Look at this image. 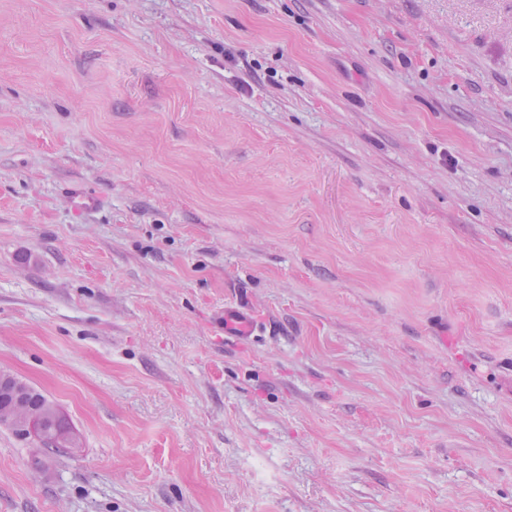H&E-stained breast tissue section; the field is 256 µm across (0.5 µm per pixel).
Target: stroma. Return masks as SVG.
Here are the masks:
<instances>
[{"mask_svg":"<svg viewBox=\"0 0 512 512\" xmlns=\"http://www.w3.org/2000/svg\"><path fill=\"white\" fill-rule=\"evenodd\" d=\"M1 370L0 512H512V0H0ZM257 328L251 311L241 305H225L224 335L238 340H250ZM5 382L11 386L24 389L28 393L30 391V395L34 397V401L41 405L47 403L49 400L42 392L18 379L10 372L0 371V412L8 410L12 401L10 397L4 394ZM26 392H19L12 409L8 411L4 417L20 427L24 432L33 434L44 416V408L39 405H33ZM39 437L46 441L48 456L57 455L68 448H79L71 427L65 421L58 408L49 409L44 418Z\"/></svg>","mask_w":512,"mask_h":512,"instance_id":"1","label":"stroma"}]
</instances>
